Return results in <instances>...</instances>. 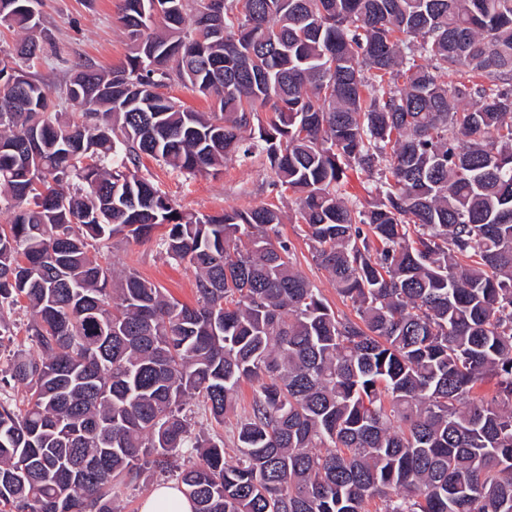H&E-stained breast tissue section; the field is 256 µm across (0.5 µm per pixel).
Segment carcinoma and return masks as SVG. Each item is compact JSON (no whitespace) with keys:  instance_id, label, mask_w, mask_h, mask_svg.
Returning a JSON list of instances; mask_svg holds the SVG:
<instances>
[{"instance_id":"1","label":"carcinoma","mask_w":512,"mask_h":512,"mask_svg":"<svg viewBox=\"0 0 512 512\" xmlns=\"http://www.w3.org/2000/svg\"><path fill=\"white\" fill-rule=\"evenodd\" d=\"M206 2L119 0L126 65H82L75 113L0 66V336L22 308L38 348L10 363L22 406L0 398V504L120 512L144 460L192 448L194 512H512V0ZM36 3L0 0L24 34L0 63L50 39ZM256 154L355 318L295 269L281 210L181 211L139 174ZM349 170L365 205L340 196ZM159 228L193 305L111 285L91 251ZM244 383L228 463L182 411L222 426ZM160 91L180 101L184 107L202 112H212L213 110L209 100L181 85H172L162 88Z\"/></svg>"}]
</instances>
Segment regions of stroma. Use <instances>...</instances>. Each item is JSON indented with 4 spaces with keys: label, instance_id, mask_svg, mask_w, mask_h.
Segmentation results:
<instances>
[{
    "label": "stroma",
    "instance_id": "1",
    "mask_svg": "<svg viewBox=\"0 0 512 512\" xmlns=\"http://www.w3.org/2000/svg\"><path fill=\"white\" fill-rule=\"evenodd\" d=\"M39 11L44 27L54 37L55 48L38 59L22 62L21 67L46 86L60 111L70 112L74 106L62 89L78 65L91 61L113 68L126 61L129 46L118 22L117 0H40ZM141 173L187 212L213 214L231 207L262 205L280 208L285 217L281 237L291 247L298 270L333 309L352 313L351 304L337 293L331 274L316 263L297 224L290 221L295 209L293 194L272 190L270 172L262 160H232L219 175L189 176L146 157ZM101 253L115 273L137 272L180 302H194V269L184 263L166 262L156 240L138 242L118 235L107 241ZM27 323L25 311L16 310L9 317L8 335L0 337V395L16 401L22 394L7 367L14 353L36 350L26 333Z\"/></svg>",
    "mask_w": 512,
    "mask_h": 512
}]
</instances>
